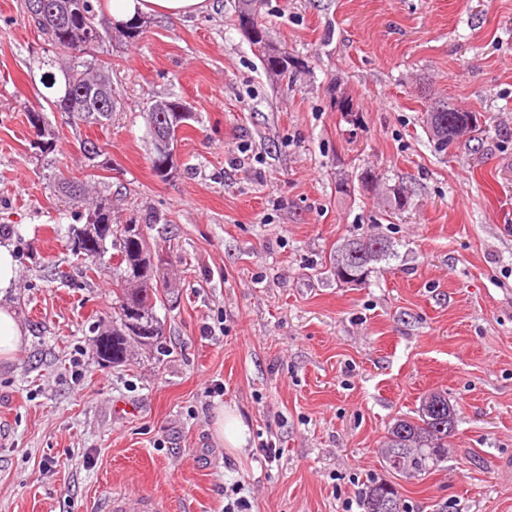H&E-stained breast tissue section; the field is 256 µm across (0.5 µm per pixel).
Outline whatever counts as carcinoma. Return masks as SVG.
I'll return each mask as SVG.
<instances>
[{
    "label": "carcinoma",
    "mask_w": 512,
    "mask_h": 512,
    "mask_svg": "<svg viewBox=\"0 0 512 512\" xmlns=\"http://www.w3.org/2000/svg\"><path fill=\"white\" fill-rule=\"evenodd\" d=\"M32 0H25L27 19L50 45L71 54L70 61H47L48 70L41 75V83L51 90L47 98L49 108L82 122L94 123L112 118L117 102L112 84L95 63L81 59L86 50L93 49L102 40L96 18L101 0H48L50 12L36 13ZM261 10L252 17L253 37L249 39L261 54L264 66L273 75L290 78L293 63L286 54L273 49L267 41L266 29L260 21ZM165 111H156L151 104L146 113L147 124H163L169 128L171 143L178 141L177 132L183 124L176 121V111L184 108L177 99L164 101ZM426 125L435 147L445 152L459 142L462 134L456 131L468 121L470 113L456 109L446 101H435L427 106ZM28 120L36 129V138L30 148L36 154L55 150V136L45 124L43 113L30 112ZM153 171L160 178L167 177V168L174 167L173 151L154 149L151 156ZM55 191L76 200L81 188L76 181L58 180ZM85 223L68 230V247L73 255L89 262L87 269L95 270L108 249L117 252L119 261L112 266V310L115 325L96 339L97 358L105 363L120 364L127 360L130 341L145 337L151 346L161 348L163 325L155 312L163 302L158 289L159 267L163 249L151 245L144 225L112 223V208L100 199L81 215ZM354 250L362 256L352 263L355 268L375 266L387 261L395 253L387 238L370 235L344 240L337 248L332 265L339 268V257ZM448 398L441 392L431 393L413 417H401L389 426L384 450V462L395 473L425 474L448 459ZM360 500L364 512H401V499L391 485L371 481L362 489Z\"/></svg>",
    "instance_id": "1"
}]
</instances>
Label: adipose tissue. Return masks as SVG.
I'll return each instance as SVG.
<instances>
[{"label":"adipose tissue","instance_id":"1","mask_svg":"<svg viewBox=\"0 0 512 512\" xmlns=\"http://www.w3.org/2000/svg\"><path fill=\"white\" fill-rule=\"evenodd\" d=\"M208 7V0H108V14L116 26L151 15L179 20L202 13ZM18 270L13 238H0V363L13 362L26 342V333L15 312L3 302L15 287ZM212 431L216 441L232 453L242 452L250 437L247 424L230 407L216 409Z\"/></svg>","mask_w":512,"mask_h":512}]
</instances>
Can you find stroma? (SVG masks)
<instances>
[{
    "label": "stroma",
    "mask_w": 512,
    "mask_h": 512,
    "mask_svg": "<svg viewBox=\"0 0 512 512\" xmlns=\"http://www.w3.org/2000/svg\"><path fill=\"white\" fill-rule=\"evenodd\" d=\"M236 10L149 16L134 42L101 15L93 55L118 104L89 125L50 111L40 76L63 52L24 0H0V233L15 236L8 300L29 335L0 363V512H95L142 492L168 512H224L234 482L251 512H361L372 479L406 512H512V0H266L270 41L298 63L290 81L267 73ZM163 98L198 118L164 179L146 123ZM435 98L480 115L479 140L438 153L424 122ZM31 109L53 153L31 150ZM86 140L101 149L93 168ZM368 169L407 185L405 211L362 190ZM61 175L173 246L163 353L97 361L112 270L85 275L71 256L82 206L54 190ZM377 232L395 257L338 282L337 244ZM435 390L457 413L447 461L390 471L388 427ZM224 405L250 428L245 454L213 438Z\"/></svg>",
    "instance_id": "obj_1"
}]
</instances>
